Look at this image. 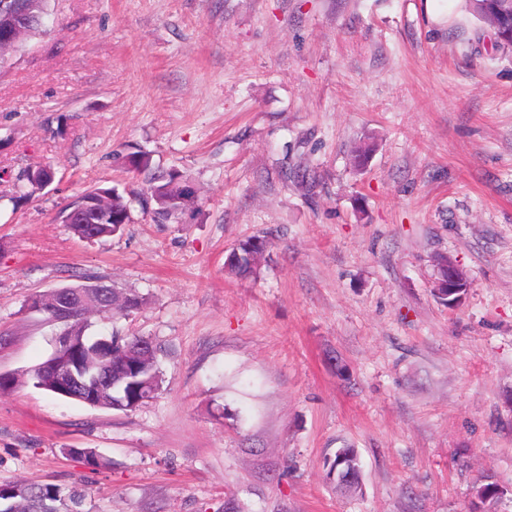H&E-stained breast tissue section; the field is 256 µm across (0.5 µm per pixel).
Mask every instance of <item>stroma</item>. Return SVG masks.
Listing matches in <instances>:
<instances>
[{"instance_id":"35a3bbf8","label":"stroma","mask_w":512,"mask_h":512,"mask_svg":"<svg viewBox=\"0 0 512 512\" xmlns=\"http://www.w3.org/2000/svg\"><path fill=\"white\" fill-rule=\"evenodd\" d=\"M137 150L198 213L136 203L74 236L59 213L84 190L142 196ZM44 163L54 182L16 197ZM258 235V274H227ZM440 256L470 280L455 308ZM88 274L142 299L91 333L160 349L135 410L25 382L61 332L32 298ZM0 374L22 381L0 483L76 485L93 512H471L490 481L512 512V52L465 0H49L0 68ZM346 447L353 492L323 466ZM126 169L144 174L148 189L146 197L151 200L149 213L156 224H180V215L195 210L197 191L192 181L173 170L169 173L153 172L150 156L143 152L121 157Z\"/></svg>"}]
</instances>
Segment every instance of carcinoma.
Instances as JSON below:
<instances>
[{
    "instance_id": "1",
    "label": "carcinoma",
    "mask_w": 512,
    "mask_h": 512,
    "mask_svg": "<svg viewBox=\"0 0 512 512\" xmlns=\"http://www.w3.org/2000/svg\"><path fill=\"white\" fill-rule=\"evenodd\" d=\"M31 7L34 23L31 33L42 31L43 20L47 14L49 0H26ZM470 10L477 18L490 25L493 21L512 19V0H469ZM126 169L145 175L148 182L147 196L150 197L149 213L156 224H177L180 215L194 212L197 204V191L192 181L173 170L169 173H157L152 169L150 156L136 152L122 157ZM96 192L104 200L98 216L82 219L78 224L70 225L72 232L80 238L93 235L102 238L118 232L130 221V206L124 193L116 187H93L85 193ZM268 242L261 236H251L241 241L226 258L224 267L229 273L241 278L257 274L259 262L256 257L263 256ZM118 300L113 307L90 304L75 310L73 318L64 323L62 334L74 337L77 349L62 350L55 348L53 354L35 367L27 377L33 387L44 390L56 397L84 402L78 395H68L55 386L54 365L69 361L73 369L92 378L102 371L113 373L114 387L103 391L98 404L103 408L115 410H133L144 403L149 390L147 381H153V389L160 388L162 378L157 366V345H152L150 353L138 349V344L146 341L144 336H123L114 331L108 336H94L87 333L89 323L86 314L91 311H116L129 313L138 309L140 296L133 293H113ZM58 290L48 291L37 297L32 308L44 313L51 322L55 321V305ZM352 448L336 449L327 467L331 470H344L357 465ZM69 453L78 457L92 471H99L111 466V461L104 458L94 448H71ZM22 507L25 512H92L87 508L85 494L77 489L69 491L55 484H35L23 480L0 483V512H9L14 507Z\"/></svg>"
}]
</instances>
